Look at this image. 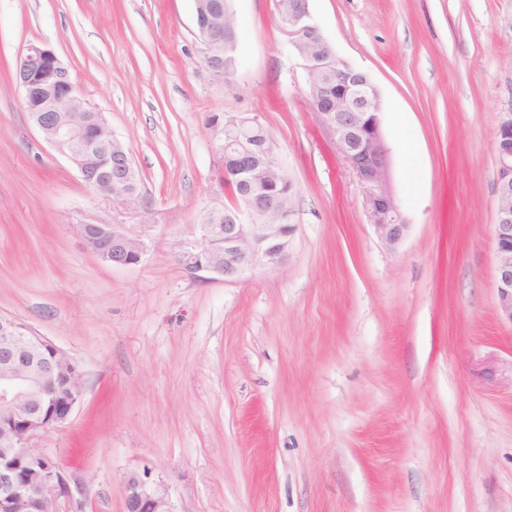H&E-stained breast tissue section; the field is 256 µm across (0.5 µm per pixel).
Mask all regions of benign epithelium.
<instances>
[{
	"label": "benign epithelium",
	"mask_w": 512,
	"mask_h": 512,
	"mask_svg": "<svg viewBox=\"0 0 512 512\" xmlns=\"http://www.w3.org/2000/svg\"><path fill=\"white\" fill-rule=\"evenodd\" d=\"M279 16L287 51L307 60L302 41L316 43L335 56L332 42L315 22L308 0ZM18 87L32 125L65 156L90 185L108 187V196L123 207L149 215L134 183L135 167L102 112L71 81L68 67L44 44H31L19 59ZM310 109L328 134L336 154L360 188L368 220L387 246H398L409 223L389 179L390 151L383 133L381 95L368 75L344 65L336 81V99L319 89L307 95ZM214 154L224 162V181L241 185L231 197L224 232L200 222L194 237L181 241L175 259L191 274L206 272L236 281L257 265L278 266L289 253L296 225L261 224L258 213L277 201L268 185L259 184L255 159L281 165L270 150L273 138L259 115L224 116L211 125ZM497 208L492 224L499 313L512 322V113L499 124L495 140ZM143 231L127 224H80L85 247L114 267L141 264L150 251ZM83 398L82 375L64 351L24 321L0 316V512H60L70 497L68 482L55 456L33 442L66 423ZM126 512H172L171 502L151 473L128 476L122 484Z\"/></svg>",
	"instance_id": "1"
}]
</instances>
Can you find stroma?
<instances>
[{"mask_svg":"<svg viewBox=\"0 0 512 512\" xmlns=\"http://www.w3.org/2000/svg\"><path fill=\"white\" fill-rule=\"evenodd\" d=\"M240 65L205 64L194 0H0V314L65 351L81 404L36 447L62 512H125L150 471L174 512H512V322L495 288L494 141L512 106V0H309L384 104L410 227L376 235L311 112L275 0H230ZM55 50L127 147L152 211L140 265L81 224L141 219L31 125L14 72ZM260 115L294 185L287 259L234 282L172 246L222 201L208 127Z\"/></svg>","mask_w":512,"mask_h":512,"instance_id":"obj_1","label":"stroma"}]
</instances>
